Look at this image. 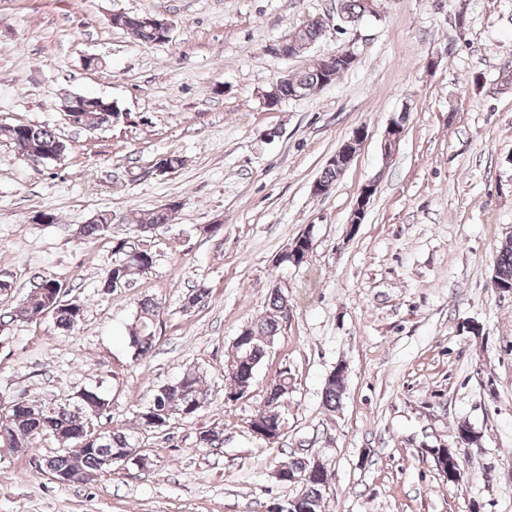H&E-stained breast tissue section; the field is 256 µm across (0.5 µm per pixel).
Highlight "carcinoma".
<instances>
[{
	"mask_svg": "<svg viewBox=\"0 0 512 512\" xmlns=\"http://www.w3.org/2000/svg\"><path fill=\"white\" fill-rule=\"evenodd\" d=\"M321 24L317 20L304 22L298 30L296 40L311 45L321 36ZM321 66H313L297 75L294 81L282 89L285 100L293 98L297 92L305 95L313 93L321 83ZM106 101L92 97L81 111L73 115L75 125L95 126L101 122V110ZM0 137L10 141L18 154L25 157L31 150L47 151L59 138L47 126L25 124L22 133L16 135L8 127L0 126ZM171 221V212L158 208L144 214L137 227L147 232L145 226L163 227ZM119 254L108 270L106 285L112 287L124 284L135 271L150 268L153 256L146 250H128L125 243L115 246ZM493 265L503 278L512 280V240L500 245L496 251ZM63 283L50 276H41L32 281L26 300L16 307L14 318L26 322L32 317L48 312L52 314L55 326L71 332L79 323L73 316L76 303L63 300ZM288 310V297L276 288L270 295L268 313L248 327L249 336L243 343H233V353L226 365L225 373L234 385L253 387L255 374L267 355V349L278 336L280 319ZM159 305L146 299L140 304L135 323L132 325L129 339L133 355L137 359L147 356L155 339L154 324L160 317ZM288 385V373L282 372L272 384L266 387L262 402L267 405L266 412L260 416L262 426L269 430H282L280 407L284 400L281 389ZM344 385L330 381L323 387V405L330 411L337 408L341 401ZM106 402V396L98 389H85L76 396V400L65 405L46 406L34 404L22 397L12 400L20 405L16 410L11 406L0 409V447L25 452L32 441L39 436L61 437L67 440V448L62 453L46 460L45 465L62 474H71L73 479L85 481L93 475L110 469L104 459L112 458V464L123 463L121 457L128 450L136 448L135 434L116 428L108 433H98L94 429V420L100 416V409ZM207 395L201 388L196 373L188 371L176 382L160 386L152 400L136 411L138 427L145 431H155L157 424L169 421L178 414L191 418L205 407ZM326 489L317 479H310L300 485V491L291 499L288 507L291 512H323Z\"/></svg>",
	"mask_w": 512,
	"mask_h": 512,
	"instance_id": "1",
	"label": "carcinoma"
}]
</instances>
